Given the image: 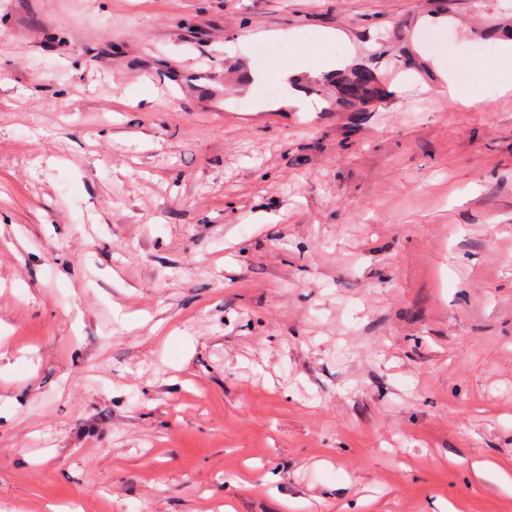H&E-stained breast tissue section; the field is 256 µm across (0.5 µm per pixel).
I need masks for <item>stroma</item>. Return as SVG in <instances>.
I'll return each mask as SVG.
<instances>
[{
  "label": "stroma",
  "instance_id": "35a3bbf8",
  "mask_svg": "<svg viewBox=\"0 0 512 512\" xmlns=\"http://www.w3.org/2000/svg\"><path fill=\"white\" fill-rule=\"evenodd\" d=\"M248 26L354 55L325 111H260ZM505 41L512 0H0V512H512Z\"/></svg>",
  "mask_w": 512,
  "mask_h": 512
}]
</instances>
